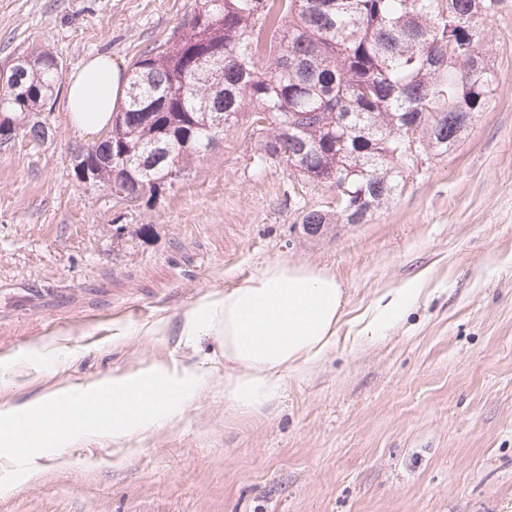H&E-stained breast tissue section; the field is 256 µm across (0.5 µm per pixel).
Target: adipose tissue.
Wrapping results in <instances>:
<instances>
[{
    "instance_id": "ef3b65f1",
    "label": "adipose tissue",
    "mask_w": 512,
    "mask_h": 512,
    "mask_svg": "<svg viewBox=\"0 0 512 512\" xmlns=\"http://www.w3.org/2000/svg\"><path fill=\"white\" fill-rule=\"evenodd\" d=\"M126 88L122 70L103 55L71 75L67 109L75 129L92 136L109 126ZM344 306L335 276L275 261L223 298L185 313L183 330L223 342L224 359L233 366L224 375V399L256 408L281 387L286 372L315 365L335 349Z\"/></svg>"
}]
</instances>
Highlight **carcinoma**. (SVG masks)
Listing matches in <instances>:
<instances>
[{"label": "carcinoma", "mask_w": 512, "mask_h": 512, "mask_svg": "<svg viewBox=\"0 0 512 512\" xmlns=\"http://www.w3.org/2000/svg\"><path fill=\"white\" fill-rule=\"evenodd\" d=\"M504 0H196L132 62L111 134L74 149L96 184L131 206L187 175L245 112L257 161H279L338 193L336 220L365 224L414 166L401 135L440 156L489 108L498 73L485 49L490 3ZM0 113L20 136L48 139L38 114L56 101L63 64L23 55ZM224 127L212 129L214 115Z\"/></svg>", "instance_id": "obj_1"}]
</instances>
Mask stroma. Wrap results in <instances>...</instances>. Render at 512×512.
Here are the masks:
<instances>
[{
  "label": "stroma",
  "instance_id": "1",
  "mask_svg": "<svg viewBox=\"0 0 512 512\" xmlns=\"http://www.w3.org/2000/svg\"><path fill=\"white\" fill-rule=\"evenodd\" d=\"M195 0H0V68L46 47L64 76L122 68ZM498 87L460 145L407 172L364 224L302 236L336 194L258 162L244 126L157 200L75 177L65 98L45 144L0 147V411L147 371L201 380L181 413L90 434L0 488V512H512V0L487 22ZM273 261L340 282L336 350L258 409L224 400V348L183 315ZM373 341L353 318L412 279ZM330 215L321 209H309L302 213L300 224L303 233L308 237H317L327 229Z\"/></svg>",
  "mask_w": 512,
  "mask_h": 512
}]
</instances>
